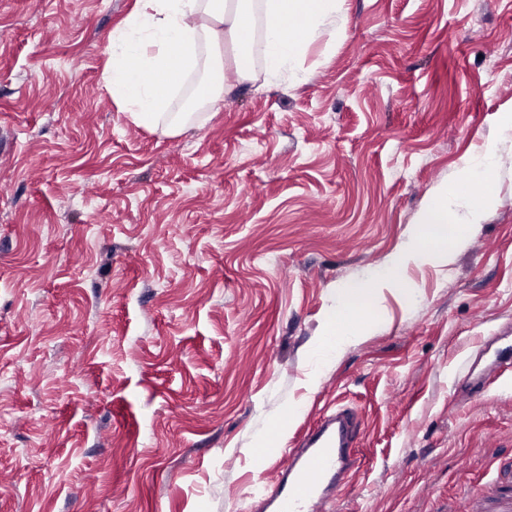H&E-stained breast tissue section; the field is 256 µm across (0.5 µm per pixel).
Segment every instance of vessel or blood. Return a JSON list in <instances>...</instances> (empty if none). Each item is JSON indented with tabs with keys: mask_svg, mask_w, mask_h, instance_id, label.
I'll use <instances>...</instances> for the list:
<instances>
[{
	"mask_svg": "<svg viewBox=\"0 0 512 512\" xmlns=\"http://www.w3.org/2000/svg\"><path fill=\"white\" fill-rule=\"evenodd\" d=\"M509 361L511 355L501 354L469 377L466 397L481 399L486 378ZM357 426L356 417L340 408L317 422L300 447L284 449L277 480L257 484L250 494L260 512H331L361 465L353 450ZM500 467L501 478L484 495L460 498L448 512H512V460H501Z\"/></svg>",
	"mask_w": 512,
	"mask_h": 512,
	"instance_id": "1",
	"label": "vessel or blood"
}]
</instances>
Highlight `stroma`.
I'll return each instance as SVG.
<instances>
[{
    "label": "stroma",
    "instance_id": "stroma-1",
    "mask_svg": "<svg viewBox=\"0 0 512 512\" xmlns=\"http://www.w3.org/2000/svg\"><path fill=\"white\" fill-rule=\"evenodd\" d=\"M135 0H0V512H249L337 406L362 460L333 512H448L512 452V0H347L308 79L262 62L166 136L101 76ZM495 146L492 202L396 267ZM377 309L312 373L340 292ZM512 365V355L509 356L507 353H502L499 357V360L497 362V359L488 363L485 365L482 370L477 374V376H473V372L471 373L470 377L466 381L464 387L462 388V392L472 400H479L481 399L484 389H485V379L498 373V369L501 367L503 363L509 362Z\"/></svg>",
    "mask_w": 512,
    "mask_h": 512
}]
</instances>
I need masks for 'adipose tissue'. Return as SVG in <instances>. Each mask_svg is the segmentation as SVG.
<instances>
[{"label":"adipose tissue","instance_id":"adipose-tissue-1","mask_svg":"<svg viewBox=\"0 0 512 512\" xmlns=\"http://www.w3.org/2000/svg\"><path fill=\"white\" fill-rule=\"evenodd\" d=\"M348 23L346 0H136L108 37L103 79L113 103L133 124L175 134L191 118L171 109L188 78L201 77L204 104L219 106L225 71H233L238 81L250 80L244 62L249 49L261 58L268 84H300L310 44L324 35H344ZM221 41L230 45V58H215ZM492 159L488 151L473 161L456 193L440 189L421 214V235L405 247L404 257L433 258L430 245L448 222L449 206L462 208V223L480 218L489 204L484 185Z\"/></svg>","mask_w":512,"mask_h":512}]
</instances>
